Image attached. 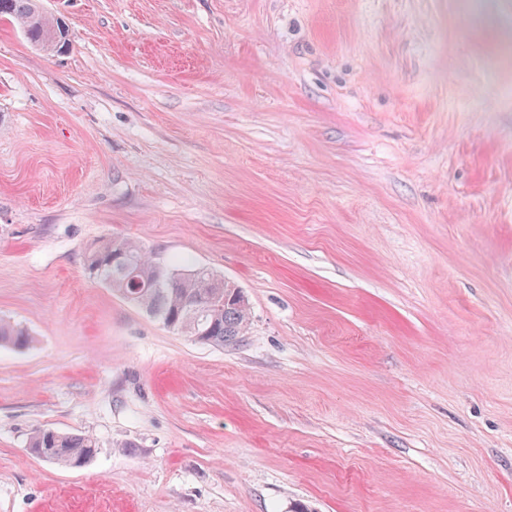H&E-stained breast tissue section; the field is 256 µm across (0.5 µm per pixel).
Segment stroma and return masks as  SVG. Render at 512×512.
<instances>
[{
	"label": "stroma",
	"mask_w": 512,
	"mask_h": 512,
	"mask_svg": "<svg viewBox=\"0 0 512 512\" xmlns=\"http://www.w3.org/2000/svg\"><path fill=\"white\" fill-rule=\"evenodd\" d=\"M42 6L65 53L0 18V512H512V0ZM109 239L246 336L90 279ZM113 246L122 251L116 263L112 260ZM84 269L90 278L194 341L224 348L240 342L249 328L251 312L241 288L230 281H224V288H214V278L207 270L169 268L133 241L109 240L91 248L84 256ZM190 298L212 307L205 322L197 325L202 336H195V322L186 317H197L201 312L197 301ZM28 448L39 458L50 457L51 463L76 468L86 464L95 455L99 443L91 435L37 428L30 436Z\"/></svg>",
	"instance_id": "1"
}]
</instances>
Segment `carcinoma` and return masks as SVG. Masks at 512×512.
<instances>
[{
  "instance_id": "1",
  "label": "carcinoma",
  "mask_w": 512,
  "mask_h": 512,
  "mask_svg": "<svg viewBox=\"0 0 512 512\" xmlns=\"http://www.w3.org/2000/svg\"><path fill=\"white\" fill-rule=\"evenodd\" d=\"M0 17L13 19L34 46L59 53L69 48L68 29L59 17L46 14L37 0H0ZM90 278L104 283L129 303L160 320L166 327L197 342L217 347L234 345L250 325V307L244 292L228 281L214 287V278L204 269L180 271L155 261L137 243L111 240L90 249L84 256ZM194 298L211 306L205 322L195 326L186 317L184 303ZM27 332L0 320V343L23 347ZM28 448L37 456L65 467H81L96 453L99 443L86 434H68L37 428Z\"/></svg>"
}]
</instances>
